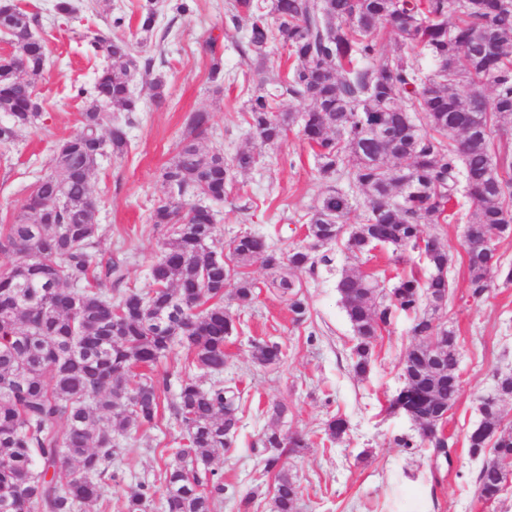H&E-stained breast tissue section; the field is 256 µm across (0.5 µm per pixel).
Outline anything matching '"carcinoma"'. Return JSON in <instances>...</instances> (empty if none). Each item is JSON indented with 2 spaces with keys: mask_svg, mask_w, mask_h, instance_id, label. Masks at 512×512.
Here are the masks:
<instances>
[{
  "mask_svg": "<svg viewBox=\"0 0 512 512\" xmlns=\"http://www.w3.org/2000/svg\"><path fill=\"white\" fill-rule=\"evenodd\" d=\"M157 10L144 6L139 30L154 36ZM249 20L244 54L262 65L269 44L287 51L288 69L275 91L258 81L245 105L251 149L224 160L200 148L211 116L195 113L176 155L161 174L152 221L169 237L149 269L150 288L123 282L120 262L98 250L99 227L89 180L106 151L124 154L127 138L117 112L138 111L132 81L150 78L164 101L165 81L151 56L132 54L129 43L108 34L88 37L87 51L101 61L83 100L82 129L60 141L54 166L33 188L12 222L0 227V512H86L109 501L111 482L128 454L114 434L156 424L161 407L157 363L174 347L186 351L188 370L167 401L182 432L181 446L164 464V512H213L224 480L210 468L228 447L239 422L240 391L202 386L194 372L224 371L226 339L237 330L224 308V283L245 309L256 284L242 268L259 261L272 271L269 287L287 298L297 322L308 304L294 272L316 274L333 264V250L359 261L374 245L391 250L396 264L416 259L428 276L398 274L377 281L344 270L336 291L352 330L353 371L366 375L376 342L396 310L412 316L414 343L400 376L420 442L447 454L438 428L458 400V346L432 354L427 340L454 333L444 308L453 257L426 224L468 225V288L482 299L492 278L512 282V265L484 237H512V0H235L232 23ZM33 19L17 0H0V33L12 51L0 57V144L15 142L41 118L35 83L46 61ZM398 38L395 55L377 49L381 28ZM422 47L436 64L431 76L408 61ZM307 103L303 112L279 111V98ZM298 133L328 183L307 214L308 237L318 245L287 255L260 236L216 237L211 205L224 201L236 173L262 161L263 150ZM346 177L347 187L338 185ZM363 198L364 216L348 215ZM471 208L464 212L459 197ZM110 287L105 288L103 284ZM252 357L279 365L276 342L257 341ZM480 422L467 436L468 452L482 459L479 496L492 502L504 491L502 462L512 459V425H501L498 403L482 402ZM346 420L331 418L330 440L342 438ZM263 471L274 475L273 512H298L301 485L284 467L310 440L279 429L260 439ZM156 490L140 482L127 496V512H150Z\"/></svg>",
  "mask_w": 512,
  "mask_h": 512,
  "instance_id": "cac0c4a2",
  "label": "carcinoma"
}]
</instances>
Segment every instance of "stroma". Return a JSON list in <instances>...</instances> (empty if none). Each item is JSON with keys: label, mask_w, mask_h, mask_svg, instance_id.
<instances>
[{"label": "stroma", "mask_w": 512, "mask_h": 512, "mask_svg": "<svg viewBox=\"0 0 512 512\" xmlns=\"http://www.w3.org/2000/svg\"><path fill=\"white\" fill-rule=\"evenodd\" d=\"M36 16V35L46 45L47 66L36 85L41 120L15 143L0 145V225L10 223L37 179L54 165L55 145L80 129L83 102L72 87L90 83L99 66L86 54L87 36L112 33L153 57L165 80L166 102L156 106L145 80L134 85L139 109L126 126L129 146L122 156L99 158L90 178L100 226V248L122 263L124 287L147 289L148 271L166 237L151 222L160 194V174L176 153L179 138L193 113L209 112L212 127L203 141L220 149L225 159L249 148L244 121L252 64L237 49L246 33L229 20L233 0H194L185 15L160 0L157 30L167 31L160 44H141L138 22L145 0H73L75 11L61 16L55 0H19ZM123 14L126 24L113 28L112 17ZM215 40L216 52L206 48ZM220 63L224 84L209 79ZM325 187L308 146L291 132L280 146L265 149L261 167L239 174L223 203L214 207L218 238L231 240L252 232L285 253L303 245L306 214ZM454 258L448 295V325L459 343L463 388L450 411L444 431L447 456L431 448H404L398 441L417 437L414 422L386 412V402L401 387L399 362L413 339L409 319L397 313L380 336L366 377L351 370L347 358L351 327L336 292L335 282L350 260L336 254L332 269L300 273L309 307L307 318L295 322L284 297L266 283L270 273L261 263L247 272L258 288L251 307L226 301L237 330L225 345L228 359L223 374L200 376L203 386L233 385L241 392L239 426L230 448L220 451L212 467L224 477V495L215 512H271L273 478L263 475L256 452L271 427L306 435L311 448L288 458L287 468L303 488L300 512H512V484L500 499L487 504L478 497L479 461L470 458L465 438L479 420L478 404L494 387V376L512 369V283L494 277L488 295L473 300L468 288L462 224H429ZM279 343L284 363L264 367L251 357L253 341ZM285 412L273 420L271 407ZM346 418L344 438L328 441L326 423ZM182 437L170 414L162 410L156 425L131 433L124 444L131 454L121 478L111 489L108 512H126V497L140 482L158 484L161 469ZM251 507H243L245 498Z\"/></svg>", "instance_id": "1"}]
</instances>
